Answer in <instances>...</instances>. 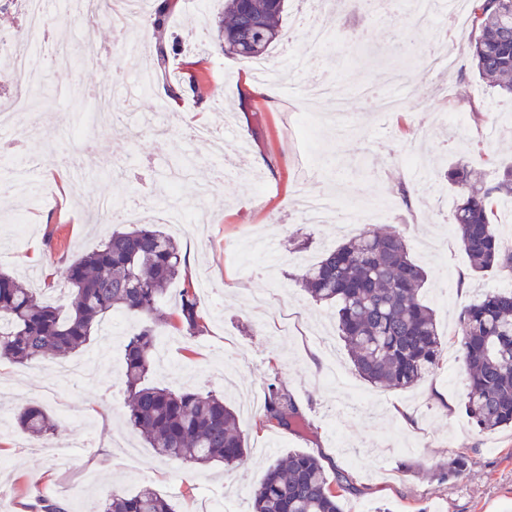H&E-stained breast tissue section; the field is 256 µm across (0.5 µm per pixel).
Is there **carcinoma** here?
<instances>
[{
	"label": "carcinoma",
	"mask_w": 512,
	"mask_h": 512,
	"mask_svg": "<svg viewBox=\"0 0 512 512\" xmlns=\"http://www.w3.org/2000/svg\"><path fill=\"white\" fill-rule=\"evenodd\" d=\"M172 0H159L151 27L162 35ZM284 0H224L218 47L246 61L266 60L282 39ZM472 63L500 94L512 96V0H474ZM459 189L451 224L475 273L512 274V246L491 212L494 199L512 198V166L492 183L466 164L448 172ZM66 305L44 302L36 289L0 271V359L38 362L83 348L114 310L140 319L125 339L124 383L128 424L168 461L227 467L244 463L246 437L236 412L213 394L173 391L149 381L160 328L170 324L161 300L178 286L182 330L200 331L199 301L173 237L154 224L112 233L100 248L66 269ZM424 268L397 232L368 230L327 251L305 267L301 287L336 308L337 328L358 375L375 386L411 389L439 365L447 344L435 313L423 300ZM458 343L468 384L464 410L481 431L512 426V290L495 291L466 305ZM300 408L284 385H267L262 423L287 428ZM16 424L31 438L54 435L56 425L36 404L21 407ZM354 490L350 474L328 473L322 459L293 452L268 467L252 490L253 512H343L342 493ZM98 512H174L153 489L127 494L112 489Z\"/></svg>",
	"instance_id": "1"
}]
</instances>
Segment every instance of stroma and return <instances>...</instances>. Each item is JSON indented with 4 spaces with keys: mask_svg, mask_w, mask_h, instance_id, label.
<instances>
[{
    "mask_svg": "<svg viewBox=\"0 0 512 512\" xmlns=\"http://www.w3.org/2000/svg\"><path fill=\"white\" fill-rule=\"evenodd\" d=\"M224 0L203 14L177 0L165 32L170 52L156 64L155 40L142 21L116 29L110 15L95 22L49 5L50 47L30 45L44 82L35 99L38 130L0 131V270L38 273L42 298L61 302L64 268L98 248L115 231L93 204L127 203L148 195L169 198L170 169L182 157L197 166L183 179L187 222L174 236L192 266L202 331L163 330L174 340V367L153 366L149 379L175 390L223 397L232 408L253 402L241 417L248 453L244 465L159 460L125 421L123 353L106 336L92 337L84 355L94 376H64L54 360L21 366L0 361V410L14 414L38 402L57 418L56 438L72 445L60 467L46 446L14 431L0 438V512H40L41 501L82 512L111 490H156L175 512H205L223 497L224 512H248L249 494L275 459L293 451L322 457L350 472L354 491L344 512H512V427L479 431L463 413L466 385L460 354L448 347L438 370L411 390L376 388L356 374L336 330L332 307L314 302L297 277L300 261L315 263L339 239L330 226L305 223L294 208L301 165L309 193H335L340 207L373 200L382 215L374 229L399 232L427 272L424 299L439 332L455 339L463 306L512 287V277L475 274L446 226L458 197L448 172L464 163L492 179L512 164V98L500 96L471 64L470 19L437 14L417 31L402 7L370 11L346 0L324 13L332 38L314 76L254 77L251 63L211 50L216 30L191 31L216 20ZM109 46L105 64L88 69L43 67L46 57L76 55L89 43ZM449 48L452 68L430 70L431 52ZM402 82L404 104L375 112L364 87H383L390 72ZM196 76L180 113L206 125L232 124L236 149L213 173L214 147L171 132L175 121L163 88ZM334 85L340 112L305 100L308 79ZM117 86L111 110L94 92ZM129 114L116 132L112 116ZM37 157L28 193L9 186L15 154ZM279 378L299 404L302 424L262 425L265 390ZM467 455L468 468L447 480L448 454Z\"/></svg>",
    "mask_w": 512,
    "mask_h": 512,
    "instance_id": "1",
    "label": "stroma"
}]
</instances>
